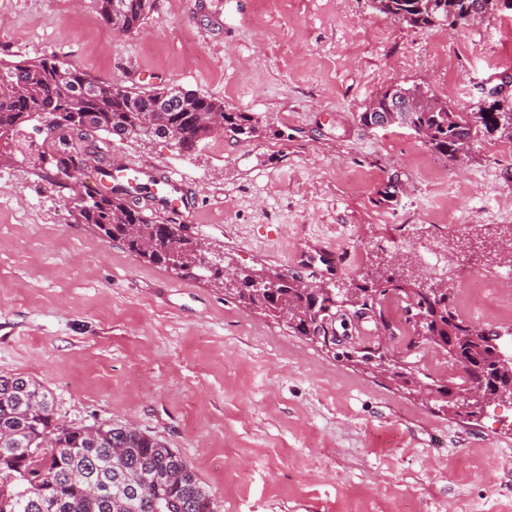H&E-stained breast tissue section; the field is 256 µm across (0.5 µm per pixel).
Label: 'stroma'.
I'll return each instance as SVG.
<instances>
[{
    "mask_svg": "<svg viewBox=\"0 0 512 512\" xmlns=\"http://www.w3.org/2000/svg\"><path fill=\"white\" fill-rule=\"evenodd\" d=\"M154 0L141 28L118 34L93 0H0V58L58 57L111 85H179L253 113L250 142L169 144L92 134L74 189L37 169L42 135L0 163V374L49 389L72 425L103 420L163 441L193 468L220 512H512V399L474 420L432 397L335 358L222 289L144 262L76 223L64 206L101 164L174 169L198 207L189 232L236 268L303 272L316 285L360 279L382 240L433 248L487 240L512 225V151L479 138L465 162L437 156L411 130L359 115L393 83H421L458 112L512 75V10L416 29L365 0ZM398 194L383 200L388 183ZM339 269L302 270L303 242ZM498 286L467 317L512 327ZM348 314L338 337L402 360L414 330Z\"/></svg>",
    "mask_w": 512,
    "mask_h": 512,
    "instance_id": "stroma-1",
    "label": "stroma"
}]
</instances>
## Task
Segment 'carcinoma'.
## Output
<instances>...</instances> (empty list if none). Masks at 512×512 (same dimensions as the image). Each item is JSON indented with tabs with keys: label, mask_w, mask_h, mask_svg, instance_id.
Instances as JSON below:
<instances>
[{
	"label": "carcinoma",
	"mask_w": 512,
	"mask_h": 512,
	"mask_svg": "<svg viewBox=\"0 0 512 512\" xmlns=\"http://www.w3.org/2000/svg\"><path fill=\"white\" fill-rule=\"evenodd\" d=\"M493 0H369V7L409 27L425 29L449 24L451 18L488 10ZM104 22L126 33L136 32L153 0H95ZM423 98L427 104L411 112L387 116L385 126L411 129L436 154L451 161L464 156L468 143L482 131L499 132L512 142V112L495 100L484 112H455L448 103L428 96L419 84L388 86L373 106L387 111L396 95ZM48 114L45 140L52 154H41L65 176L79 173L81 154L92 132L121 140L171 142L189 153L214 136L213 118L224 123V135L249 141L261 134L259 120L235 111L224 101L177 86L154 90L101 85L76 66L56 57L0 59V147L24 126ZM74 219L99 234L177 274L201 276L224 289V296L261 314L283 321L294 335L336 352V315L345 307L371 312L385 320L383 305L392 296L405 303L421 338L447 350L449 361L467 365L456 390L465 393L478 381L494 390L512 383V368L492 359L491 337L466 321L451 300L452 292L407 288L384 267L376 269L371 286L298 288L295 279L273 288H251L250 281L278 275L269 268L231 270L241 288L225 289L224 260L202 263L197 239L174 217L148 215L138 206L127 183L105 195L86 193L75 205ZM396 379L408 378L433 387L437 401L449 406L448 386L430 374L394 366ZM151 484L142 495L141 484ZM0 512H220L186 461L156 437L135 427L100 422L73 426L61 422L53 394L32 378L0 374Z\"/></svg>",
	"instance_id": "carcinoma-1"
}]
</instances>
